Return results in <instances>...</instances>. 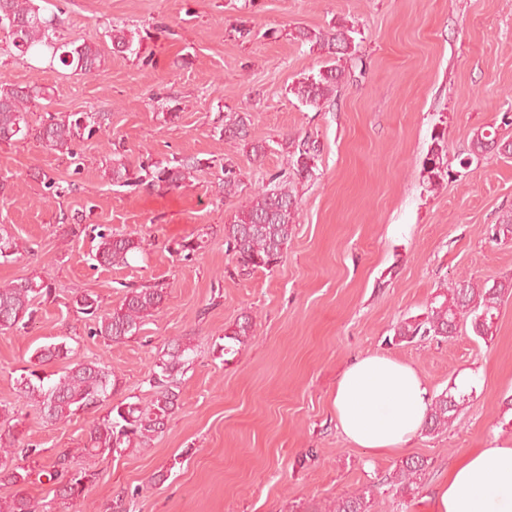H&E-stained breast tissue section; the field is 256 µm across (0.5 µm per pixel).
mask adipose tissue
Instances as JSON below:
<instances>
[{"label": "adipose tissue", "instance_id": "1", "mask_svg": "<svg viewBox=\"0 0 512 512\" xmlns=\"http://www.w3.org/2000/svg\"><path fill=\"white\" fill-rule=\"evenodd\" d=\"M430 404L416 369L376 354H361L348 363L333 400L341 432L374 454L408 445ZM430 501V512H512V440H497L465 455Z\"/></svg>", "mask_w": 512, "mask_h": 512}]
</instances>
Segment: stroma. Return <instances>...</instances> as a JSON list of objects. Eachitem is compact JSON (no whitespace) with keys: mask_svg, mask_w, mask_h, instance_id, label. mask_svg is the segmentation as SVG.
<instances>
[{"mask_svg":"<svg viewBox=\"0 0 512 512\" xmlns=\"http://www.w3.org/2000/svg\"><path fill=\"white\" fill-rule=\"evenodd\" d=\"M61 13L64 41L95 45L90 75L20 56L0 32V76L39 85L47 100L29 114H102L105 133L80 141L79 161L33 138L0 144V228L24 247L0 262V285L37 275L55 299L27 329L0 331V434L12 417L41 470L69 453L74 467L98 411L46 423L16 387L33 352L60 340L73 362L100 360L117 374L115 398L148 403L164 347L190 345L175 390L178 407L145 446L97 461L99 477L71 506L48 480L26 487L41 512H102L120 493L133 512H330L336 499L373 491L370 512H429L437 483L463 456L512 439V296L502 300L491 339L461 322L450 339L398 341L395 327L423 317L438 286L512 279V239L491 229L512 210V157L470 158L477 131L512 112V0H36ZM133 38L113 50L110 27ZM350 28L356 53L331 101L302 104L292 89L328 63L295 38L297 29ZM248 119L247 141L224 136L226 116ZM445 135L450 177L423 168ZM315 140L313 175L290 177L282 142ZM269 143L262 157L250 149ZM195 158L185 186L160 196L113 182V166ZM241 172L236 194L219 189L224 163ZM299 203L278 264L249 274L226 251L224 226L272 175ZM72 183L49 197L45 176ZM142 238L129 265L92 268L97 242L73 235L74 220ZM203 237L192 260L176 241ZM165 288L158 314L131 339L88 335L69 303L75 292L119 305L127 288ZM251 315L255 331L239 353L223 351L224 329ZM384 355L414 367L437 395L469 385L454 424L418 434L402 450L375 455L336 426V383L352 357ZM429 468L414 494L385 479L410 456Z\"/></svg>","mask_w":512,"mask_h":512,"instance_id":"35a3bbf8","label":"stroma"}]
</instances>
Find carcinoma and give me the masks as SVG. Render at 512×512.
Returning a JSON list of instances; mask_svg holds the SVG:
<instances>
[{
    "instance_id": "1",
    "label": "carcinoma",
    "mask_w": 512,
    "mask_h": 512,
    "mask_svg": "<svg viewBox=\"0 0 512 512\" xmlns=\"http://www.w3.org/2000/svg\"><path fill=\"white\" fill-rule=\"evenodd\" d=\"M62 19L57 14L46 15L34 0H0V31L12 40L13 47L22 56L40 58L49 56V65L58 62L74 74L89 75L99 69L101 50L92 44L63 42L58 36ZM295 38L302 43L326 53L334 64L319 71L293 87L297 98L311 105L328 101L336 93L345 75L339 62L353 56V38L349 30L330 29L311 31L300 29ZM45 98V89L37 86H18L0 78V143H9L28 137L35 138L48 148L65 149L71 158L77 153L72 145L101 131L98 116L92 112H72L64 118L53 115L41 125H30L28 115L38 100ZM224 135L244 141L248 137L247 121L236 116L224 125ZM512 155V141H497L480 131L475 134L470 154L478 156L490 149ZM289 164L294 178L300 180L312 175L314 160L319 148L308 137H297L285 142ZM198 160H174L139 164L131 170L120 164L112 169L113 180L125 186H146L164 194L175 191L191 177L199 167ZM241 183V173L234 165L224 164L222 191L236 192ZM299 214L296 197L287 188H261L249 205L238 211L230 223L224 225V242L237 269L246 274L257 269L275 266ZM92 231L99 239L94 260L100 266L112 267L129 264V258L142 251V240L131 235L116 234L109 227L94 225L80 228L78 232ZM22 248L8 233H0V258L17 260ZM52 284L32 276L0 286V331L19 330L28 327L36 312L35 305L53 298ZM512 294V281L496 282L479 287L469 280H461L440 288L431 300L425 316L401 323L395 336L399 340H412L417 336L451 338L457 333L460 321L471 319L475 335L485 338L493 335V320L505 295ZM165 291L156 286H142L128 290L122 303L116 308L102 309L98 296L85 291L71 299L74 312L91 321L89 336L99 337L110 343H122L135 336L146 318L161 309ZM254 335L252 316L244 314L236 322L224 328V338L232 344L224 351H233V345H244ZM189 347L175 342L170 345L155 364L149 379L153 389L152 399L144 406L120 402L108 408L104 416L90 426L82 452L90 459L104 453L123 452L128 448L141 447L163 432L166 422L178 407V393L173 389L176 376L182 371ZM71 348L66 343L51 344L35 351L39 363L51 359L68 358ZM115 373L99 362L77 363L53 380L36 370H29L17 379V389L26 398L36 401L46 421L56 423L109 401L118 391ZM459 403L455 396L445 391L432 400L422 431L434 434L445 431L456 419ZM25 457L39 454L38 448L19 439V432L0 437V482L16 488L7 500H0V512H36L35 505L24 491L30 482L32 470L16 465L8 467L5 461L16 454ZM429 463L421 457H409L400 462L387 477L390 484L402 493L418 489ZM48 480L55 483V496L64 501L76 502L97 479L98 473L91 468L72 470L69 454L60 453L45 471ZM371 490L364 488L357 493L336 499L334 512H369Z\"/></svg>"
}]
</instances>
